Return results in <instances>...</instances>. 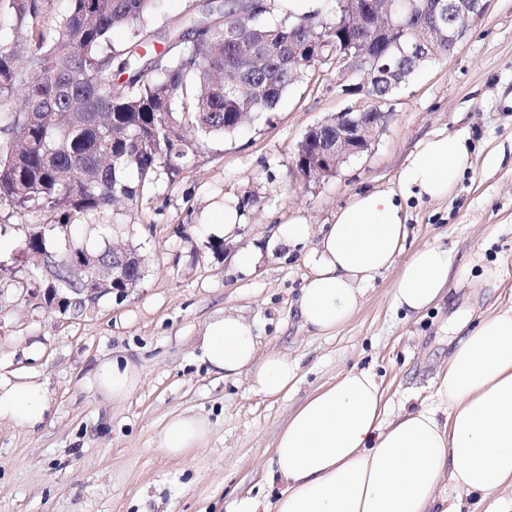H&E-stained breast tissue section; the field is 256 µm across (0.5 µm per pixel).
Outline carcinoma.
Listing matches in <instances>:
<instances>
[{
	"mask_svg": "<svg viewBox=\"0 0 512 512\" xmlns=\"http://www.w3.org/2000/svg\"><path fill=\"white\" fill-rule=\"evenodd\" d=\"M17 24L36 16L29 0H8ZM69 11L37 39L0 45V99L14 100L7 115L11 137L0 141V209L25 217L22 253L55 263L53 280L28 264L37 288L80 287L67 274L78 252L112 263L109 248L92 250L71 241L79 219L109 226L116 203L137 204L141 192L165 174L179 175L204 137L235 133L256 112L270 110L299 75L315 68L328 51H354L370 44L354 75L376 79L388 91L383 70L414 71L429 59L448 55V42L427 41L442 23L435 0H401L394 21L396 39L372 40L370 29L350 17V6L332 0L326 8L288 13L277 24L263 16L276 0L234 23L257 52L250 67L241 46L224 37V5L211 4L186 19L181 34L153 33L160 0H70ZM127 32L124 46L111 41ZM418 44V55L399 47ZM181 109L174 108L175 100ZM135 173L131 180L129 173Z\"/></svg>",
	"mask_w": 512,
	"mask_h": 512,
	"instance_id": "carcinoma-1",
	"label": "carcinoma"
}]
</instances>
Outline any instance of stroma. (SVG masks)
I'll return each mask as SVG.
<instances>
[{"label": "stroma", "mask_w": 512, "mask_h": 512, "mask_svg": "<svg viewBox=\"0 0 512 512\" xmlns=\"http://www.w3.org/2000/svg\"><path fill=\"white\" fill-rule=\"evenodd\" d=\"M33 25L17 30L0 0V44L31 39L67 11L69 0H35ZM358 77L307 72L273 110L230 137L201 138L176 179L160 177L137 207L110 211L113 241L132 245L144 277L123 299L102 298L80 316L35 306L21 281H0V376L37 375L52 400L37 430L0 423V512H240L248 498L276 500L267 472L276 438L293 411L341 372L372 370L391 413L432 402L459 340L461 318L512 306V0H486L482 16L448 57L423 63L393 92L370 149L304 184L292 160L306 130L365 102ZM445 133L469 146L448 198H409L408 250L447 246L448 293L407 315L393 303L399 273L368 285L351 319L314 334L297 313L307 255L322 225L356 194L395 190L417 142ZM241 201L235 238L218 223L224 196ZM283 224H307L310 238L277 242ZM254 253L251 267L240 253ZM236 314L256 325L260 352L298 363L288 394L257 393L248 374L221 379L199 359L209 320ZM125 357L140 383L125 400L93 386L102 360ZM190 412L210 425L207 443L182 458L166 454V420Z\"/></svg>", "instance_id": "stroma-1"}]
</instances>
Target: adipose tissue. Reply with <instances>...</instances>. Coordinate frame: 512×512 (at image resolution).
Returning a JSON list of instances; mask_svg holds the SVG:
<instances>
[{
  "label": "adipose tissue",
  "instance_id": "ef3b65f1",
  "mask_svg": "<svg viewBox=\"0 0 512 512\" xmlns=\"http://www.w3.org/2000/svg\"><path fill=\"white\" fill-rule=\"evenodd\" d=\"M468 160L463 138L420 140L401 172L399 192L355 195L308 255L311 270L298 302L303 325L330 333L363 301V288L398 267L397 308L420 312L448 288L447 247L406 253L400 196L448 197ZM200 359L220 378L249 374L268 398L287 393L298 366L277 351L259 354L253 323L241 316L211 319ZM140 373L127 359L101 361L93 385L103 398H127ZM51 410L44 382L32 375L0 378V421L33 430ZM208 422L178 414L166 423L163 448L186 456L206 444ZM283 490L275 501L247 499L243 512H456L454 494L483 501L512 488V308L480 319L462 336L440 379L437 400L387 417L383 393L366 370L341 373L316 390L280 431L271 459Z\"/></svg>",
  "mask_w": 512,
  "mask_h": 512
}]
</instances>
